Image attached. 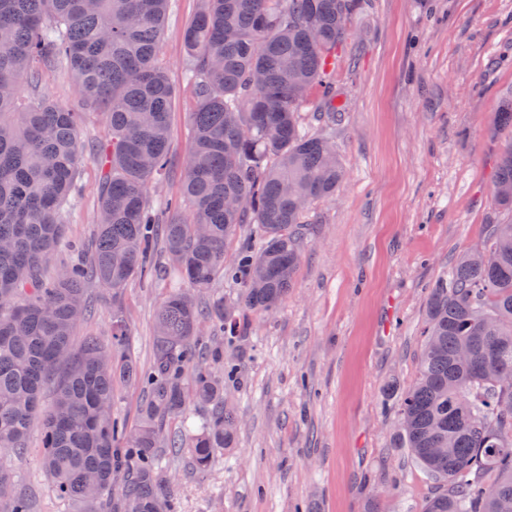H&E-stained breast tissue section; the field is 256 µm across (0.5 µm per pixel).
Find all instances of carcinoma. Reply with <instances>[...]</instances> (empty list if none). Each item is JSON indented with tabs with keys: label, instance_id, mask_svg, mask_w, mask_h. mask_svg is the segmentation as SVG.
I'll use <instances>...</instances> for the list:
<instances>
[{
	"label": "carcinoma",
	"instance_id": "carcinoma-1",
	"mask_svg": "<svg viewBox=\"0 0 512 512\" xmlns=\"http://www.w3.org/2000/svg\"><path fill=\"white\" fill-rule=\"evenodd\" d=\"M354 0H199L183 34L197 101L182 186L183 203L155 227L147 189L169 168V107L176 89L159 63L169 0H0V84H35L65 65L86 110L106 116L99 157L106 166L94 258L47 282L42 268L63 237L84 146L83 113L48 95L22 104L0 94V449L20 454L42 390L56 381L44 414L43 467L56 490L90 512H176L159 496L164 469L156 448L187 455L205 470L234 442L224 410V346L191 348L202 322L235 336L236 312L268 313L288 296L300 257L303 214L336 192L344 176L323 129L304 124L315 87L336 121L328 70L348 34ZM495 194L512 212V144L500 155ZM253 243L230 263L224 251L239 227ZM165 237L178 280L156 312L150 371L126 354L121 294L152 271L154 237ZM491 254L495 264L482 258ZM219 276L240 288L227 302L203 303ZM112 292V341L72 347L87 312L84 283ZM421 365L399 403L407 448L448 483L426 512H512V221L486 225L482 249L462 254L433 286ZM118 379L148 395L138 428L112 412ZM205 411L198 434L172 435L166 422L189 406ZM448 447L438 457L433 449ZM124 476L117 499L112 480ZM0 512H30L0 469Z\"/></svg>",
	"mask_w": 512,
	"mask_h": 512
}]
</instances>
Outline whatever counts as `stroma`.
Instances as JSON below:
<instances>
[{
  "mask_svg": "<svg viewBox=\"0 0 512 512\" xmlns=\"http://www.w3.org/2000/svg\"><path fill=\"white\" fill-rule=\"evenodd\" d=\"M199 0H170L160 61L177 96L170 114V171L150 185L151 205L182 195L194 110L182 33ZM336 57V121L328 125L345 177L309 206L287 299L250 313L244 335L224 345L236 377L224 403L238 418L233 447L206 472L184 457L162 462L178 512H424L442 485L408 449L392 447L398 400L416 380L426 303L434 283L484 226L503 214L496 161L512 141L495 117L512 96V0H356ZM79 106L62 67L33 93ZM103 172L85 153L64 236L48 275L88 259ZM164 280L123 291L130 349L153 359ZM90 307L75 342H110L112 295L84 285ZM35 419L23 454L0 457L34 512H81L56 494L42 466Z\"/></svg>",
  "mask_w": 512,
  "mask_h": 512,
  "instance_id": "1",
  "label": "stroma"
}]
</instances>
